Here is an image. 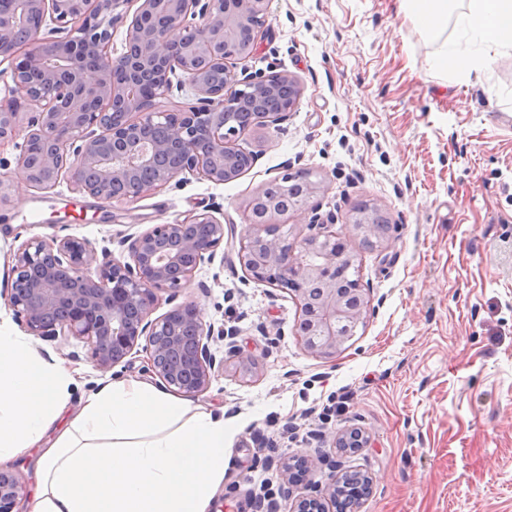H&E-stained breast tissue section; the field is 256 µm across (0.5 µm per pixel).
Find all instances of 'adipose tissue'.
<instances>
[{"label":"adipose tissue","instance_id":"1","mask_svg":"<svg viewBox=\"0 0 512 512\" xmlns=\"http://www.w3.org/2000/svg\"><path fill=\"white\" fill-rule=\"evenodd\" d=\"M450 0H400L439 46L436 68L480 71L476 44L512 50V0H461L465 45L448 42ZM68 381L0 329V463L36 448L30 512H208L224 481V418L142 380L104 382L69 421Z\"/></svg>","mask_w":512,"mask_h":512}]
</instances>
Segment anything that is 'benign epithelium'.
I'll return each instance as SVG.
<instances>
[{
    "mask_svg": "<svg viewBox=\"0 0 512 512\" xmlns=\"http://www.w3.org/2000/svg\"><path fill=\"white\" fill-rule=\"evenodd\" d=\"M133 0H11L0 7V58L14 61L13 86L0 98V145L19 150L15 168L28 184L50 190L66 180L74 190L106 204L135 202L181 175L215 184L252 167L234 150L242 134L224 112L253 96L250 125L288 120L302 95L288 73L231 74L226 61L253 54L270 0H138L132 16L118 13ZM127 24L123 52L112 55V27ZM67 36L48 38L55 24ZM224 70V84L208 81ZM189 85L196 104L181 112L155 111V99ZM25 129L23 143L15 142ZM44 145L39 165L29 142ZM322 185L304 171L286 173L249 202L250 230L238 259L250 278L291 295L299 309L297 338L310 354L332 359L367 316L360 287L347 288L336 270L353 267L356 254L336 247V233L311 205ZM288 209L311 214L312 233L288 241L272 231ZM224 243V224L210 209L174 224H157L117 241L122 255L97 251L79 237H34L12 255L5 303L25 331L45 341L73 337L89 348L103 372L143 353L146 371L170 392H206L225 360L212 344L231 336L204 322L197 302L186 300L151 318L157 292L170 298L188 287L200 265ZM26 488L0 469V512H19ZM288 482L252 495L257 512H279ZM289 512H334V497L299 498Z\"/></svg>",
    "mask_w": 512,
    "mask_h": 512,
    "instance_id": "1",
    "label": "benign epithelium"
}]
</instances>
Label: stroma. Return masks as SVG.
Here are the masks:
<instances>
[{"mask_svg": "<svg viewBox=\"0 0 512 512\" xmlns=\"http://www.w3.org/2000/svg\"><path fill=\"white\" fill-rule=\"evenodd\" d=\"M437 45L398 0H272L264 36L237 70L293 75L303 93L288 121L242 140L255 156L237 179L189 178L106 205L60 183L40 192L14 167L0 208V292L10 253L39 236H75L118 251L120 236L205 208L224 224L214 261L182 298L234 331L224 373L195 397L223 409L224 485L211 512H253L262 480L280 484L299 457L326 494L335 473L373 481L359 512H512V53L485 51L480 73L434 68ZM305 169L313 205L358 255L370 311L336 358L307 353L298 309L255 283L237 250L248 203L270 180ZM391 224L362 249L345 218L361 203ZM0 326L67 373L71 405L101 379L144 378L141 358L107 372L75 338L25 335L0 301ZM357 429L362 447H336ZM335 467H328V460Z\"/></svg>", "mask_w": 512, "mask_h": 512, "instance_id": "1", "label": "stroma"}]
</instances>
